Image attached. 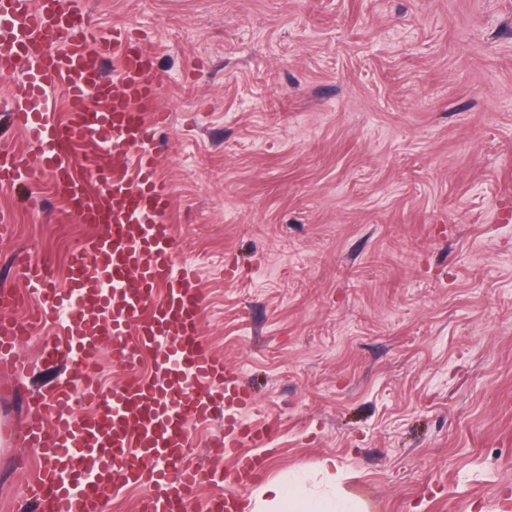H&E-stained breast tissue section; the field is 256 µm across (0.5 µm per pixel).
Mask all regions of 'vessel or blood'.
Listing matches in <instances>:
<instances>
[{
    "label": "vessel or blood",
    "mask_w": 512,
    "mask_h": 512,
    "mask_svg": "<svg viewBox=\"0 0 512 512\" xmlns=\"http://www.w3.org/2000/svg\"><path fill=\"white\" fill-rule=\"evenodd\" d=\"M0 78L12 81L8 122L33 146L25 156L0 149V190L48 175L66 214L96 229L70 253L65 286L51 258L15 257V276L38 302L29 320L9 316L21 298L0 289L1 371L27 372L18 345L43 323L55 329L42 355L62 377L32 394L26 425L49 462L30 487L38 512H107L109 495L126 485L143 488L140 512H188L204 481L217 488L206 512H238L264 458L247 457L233 475L186 463L187 421L220 420L225 434L210 442L220 450L272 432L241 422L250 392L202 339V297L177 262L170 192L156 173L169 114L154 55L127 28L99 35L86 0H0ZM59 88L62 116L52 101ZM103 346L125 372L107 394L90 378V356ZM80 399L94 410L76 418ZM91 457L98 465L88 471Z\"/></svg>",
    "instance_id": "b4317fda"
}]
</instances>
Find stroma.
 I'll use <instances>...</instances> for the list:
<instances>
[{"label":"stroma","instance_id":"1","mask_svg":"<svg viewBox=\"0 0 512 512\" xmlns=\"http://www.w3.org/2000/svg\"><path fill=\"white\" fill-rule=\"evenodd\" d=\"M154 52L157 170L201 336L274 425L265 480L335 458L367 512H497L512 494V0H87ZM15 255L91 225L46 175L0 194ZM42 337L0 374V512L42 460L23 426ZM190 461L216 422L193 424Z\"/></svg>","mask_w":512,"mask_h":512}]
</instances>
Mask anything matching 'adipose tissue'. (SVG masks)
<instances>
[{
	"label": "adipose tissue",
	"instance_id": "adipose-tissue-1",
	"mask_svg": "<svg viewBox=\"0 0 512 512\" xmlns=\"http://www.w3.org/2000/svg\"><path fill=\"white\" fill-rule=\"evenodd\" d=\"M322 488L309 494L281 481H270L254 490L243 504L244 512H363L361 503L340 501L336 490L342 479L335 459L319 464Z\"/></svg>",
	"mask_w": 512,
	"mask_h": 512
}]
</instances>
